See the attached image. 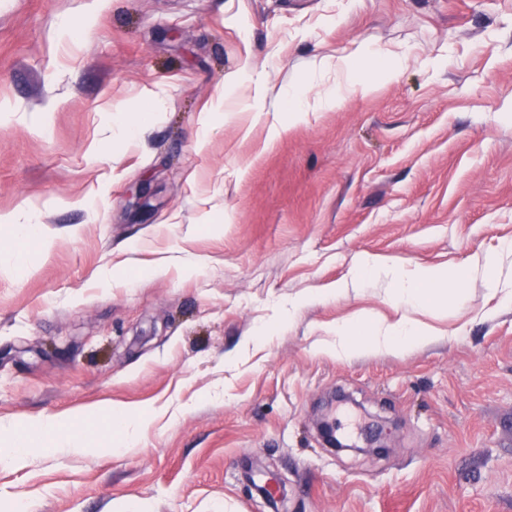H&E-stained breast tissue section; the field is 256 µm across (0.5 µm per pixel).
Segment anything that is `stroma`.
<instances>
[{"label":"stroma","instance_id":"1","mask_svg":"<svg viewBox=\"0 0 512 512\" xmlns=\"http://www.w3.org/2000/svg\"><path fill=\"white\" fill-rule=\"evenodd\" d=\"M377 47L396 79L335 66ZM258 76L308 109L276 138ZM4 99L0 214L43 240L0 224V423L151 422L0 466V512H270L257 473L287 512H512V0H0ZM366 256L464 270V297L402 305ZM359 317L434 335L337 357ZM320 419L389 451L334 452ZM85 415L87 417H98L101 415L107 420L111 428L113 424V427L118 430L120 440L118 443L114 444V448H111L114 451L117 449L127 450L135 447L138 439L146 428V423L142 419L135 417L130 411L124 408L111 407L106 412L96 410L85 413Z\"/></svg>","mask_w":512,"mask_h":512}]
</instances>
